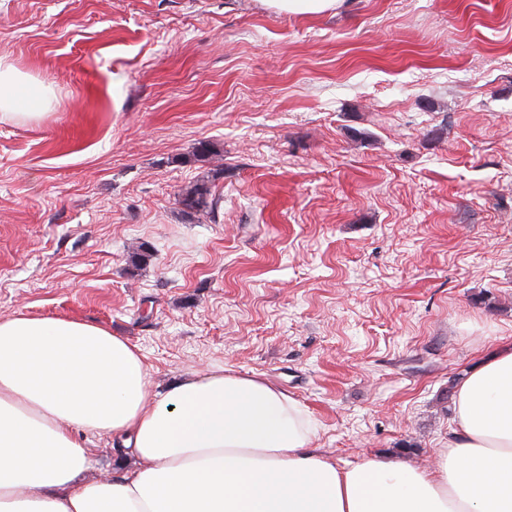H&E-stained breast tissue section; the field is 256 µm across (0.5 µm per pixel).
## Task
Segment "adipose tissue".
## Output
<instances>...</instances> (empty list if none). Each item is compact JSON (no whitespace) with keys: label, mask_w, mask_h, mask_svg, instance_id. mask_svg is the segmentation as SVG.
<instances>
[{"label":"adipose tissue","mask_w":512,"mask_h":512,"mask_svg":"<svg viewBox=\"0 0 512 512\" xmlns=\"http://www.w3.org/2000/svg\"><path fill=\"white\" fill-rule=\"evenodd\" d=\"M50 85L0 61V119L49 107ZM299 401L211 369L152 391L141 350L78 320H0V512H512V344L461 382L433 468L339 467ZM132 467L87 478L93 436Z\"/></svg>","instance_id":"ef3b65f1"}]
</instances>
